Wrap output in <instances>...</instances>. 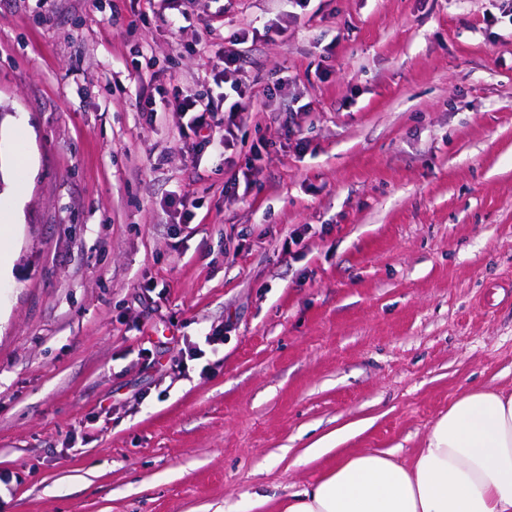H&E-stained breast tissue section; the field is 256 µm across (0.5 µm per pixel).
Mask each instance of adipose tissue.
<instances>
[{"instance_id":"adipose-tissue-1","label":"adipose tissue","mask_w":512,"mask_h":512,"mask_svg":"<svg viewBox=\"0 0 512 512\" xmlns=\"http://www.w3.org/2000/svg\"><path fill=\"white\" fill-rule=\"evenodd\" d=\"M281 512H512V393L469 390L411 463L389 450L339 457Z\"/></svg>"}]
</instances>
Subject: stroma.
Here are the masks:
<instances>
[{
  "mask_svg": "<svg viewBox=\"0 0 512 512\" xmlns=\"http://www.w3.org/2000/svg\"><path fill=\"white\" fill-rule=\"evenodd\" d=\"M275 22L243 142L195 143L172 87ZM7 213L0 512H278L337 456L409 461L512 390V0H0Z\"/></svg>",
  "mask_w": 512,
  "mask_h": 512,
  "instance_id": "35a3bbf8",
  "label": "stroma"
}]
</instances>
